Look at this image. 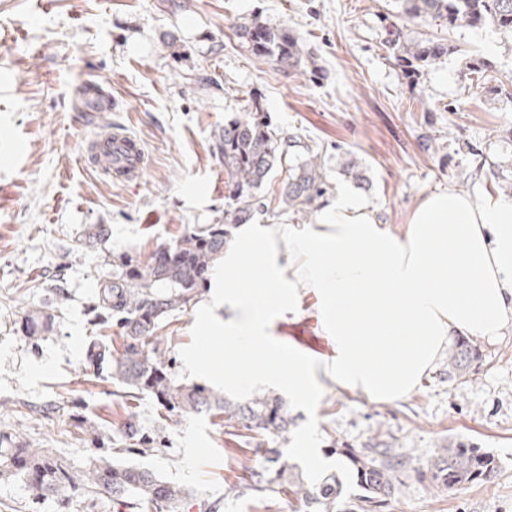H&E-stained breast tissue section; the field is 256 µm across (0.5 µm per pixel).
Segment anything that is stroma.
<instances>
[{
	"mask_svg": "<svg viewBox=\"0 0 512 512\" xmlns=\"http://www.w3.org/2000/svg\"><path fill=\"white\" fill-rule=\"evenodd\" d=\"M402 0H0V433L47 448L84 469L100 448H122L134 420L153 450L132 455L163 480L192 492L177 512L218 502V512H292L285 495L232 491L261 457L205 414L162 417L147 396L118 401L110 370L90 371L85 347L100 335L89 316L113 256L147 257L190 224L224 214V167L214 136L249 95H261L273 127L300 137L324 165L322 209L337 190L371 203L397 227L427 194L455 191L512 200V102L470 87L467 59L484 58L512 79V38L491 27L447 30L405 18ZM260 18L296 29L313 50L315 71L287 79L242 47L235 23ZM405 39L444 38L453 54L406 78L386 50ZM111 94L102 112L83 108L81 85ZM119 127L142 144L148 164L122 182L87 162L88 147ZM352 158L362 181L340 175ZM284 173L261 191L262 224L314 223L282 212ZM105 241L87 237L91 225ZM205 296L177 312L157 347L180 383L209 384L223 370L224 343L204 335ZM55 314V327L30 342L20 324L30 310ZM284 342L318 358L331 355L312 300L277 326ZM479 358L464 378L440 356L404 401L375 402L328 389L288 404L291 425L272 440L312 480L311 458L330 460L355 501L349 448L384 442L410 458L388 512H512V330L496 342L471 340ZM205 350L203 372L185 357ZM458 441L493 455L491 481L434 496L425 472L438 448ZM0 512H117L108 497L94 510L33 502L17 476L0 477Z\"/></svg>",
	"mask_w": 512,
	"mask_h": 512,
	"instance_id": "35a3bbf8",
	"label": "stroma"
}]
</instances>
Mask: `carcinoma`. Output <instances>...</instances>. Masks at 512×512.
I'll return each mask as SVG.
<instances>
[{
    "instance_id": "cac0c4a2",
    "label": "carcinoma",
    "mask_w": 512,
    "mask_h": 512,
    "mask_svg": "<svg viewBox=\"0 0 512 512\" xmlns=\"http://www.w3.org/2000/svg\"><path fill=\"white\" fill-rule=\"evenodd\" d=\"M410 19L440 21L450 28L490 26L512 36V0H403ZM235 33L249 51L272 70L293 77L313 62L305 39L295 29L270 28L258 18L236 25ZM391 56L399 66L417 67L453 52L454 46L439 40L388 41ZM464 76L482 88L494 81L491 63L477 58L465 63ZM298 140L280 136L260 107L249 97L242 113L224 119L214 151L224 165V216L216 224L186 228L173 242L156 247L144 259L128 254L112 258V275L100 281L92 319L99 325L119 328L120 346L102 336L86 349L90 369H110L124 397L148 395L167 412L189 416L208 413L242 432L249 443L264 449L265 465L252 470L234 485L238 491L273 492L304 502L311 512H334L343 488L330 476L312 487L289 461L284 448H263L266 437L288 432V407L274 396L260 393L242 403H233L224 393L204 384L176 382L158 360L152 344L167 318L196 300L214 262L224 256L232 242V229L250 224L260 206L259 192L279 167L288 172L279 197L283 210L306 215L324 193L321 159L312 150L297 156ZM53 329L51 316L37 308L25 319V335L35 343ZM476 359L468 342L457 341L448 354V376L462 377ZM362 494L357 512H384L394 497L397 483L407 469V459L398 448L368 443L348 450ZM493 455L453 442L439 449L429 467L432 490L442 495L458 487L486 481L496 472ZM22 477L36 501L55 497L70 503L94 500L105 494L112 503L130 512L141 502L158 512H176L190 490L162 480L153 471L129 464L104 451L86 467L74 471L46 448H29L0 434V476Z\"/></svg>"
}]
</instances>
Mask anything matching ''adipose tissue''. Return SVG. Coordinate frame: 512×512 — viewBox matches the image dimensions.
Wrapping results in <instances>:
<instances>
[{
	"mask_svg": "<svg viewBox=\"0 0 512 512\" xmlns=\"http://www.w3.org/2000/svg\"><path fill=\"white\" fill-rule=\"evenodd\" d=\"M202 318L224 339V389L299 401L327 386L381 403L410 395L451 336L512 325V201L433 192L408 224H380L342 190L312 224H243ZM313 299L328 359L283 348L278 322Z\"/></svg>",
	"mask_w": 512,
	"mask_h": 512,
	"instance_id": "obj_1",
	"label": "adipose tissue"
}]
</instances>
